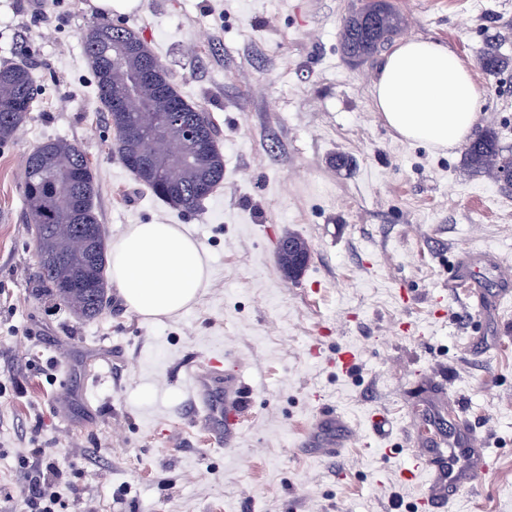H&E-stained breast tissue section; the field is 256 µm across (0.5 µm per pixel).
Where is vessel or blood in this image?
Wrapping results in <instances>:
<instances>
[{
	"label": "vessel or blood",
	"instance_id": "1",
	"mask_svg": "<svg viewBox=\"0 0 512 512\" xmlns=\"http://www.w3.org/2000/svg\"><path fill=\"white\" fill-rule=\"evenodd\" d=\"M461 283L471 290L473 307L480 312L498 311L503 301L512 300V264L490 253L471 249L456 266ZM187 378L194 395L193 428L216 446L230 445L246 408L249 387L242 375L224 371L221 363L207 358L191 366ZM457 442L447 445L436 439L430 447L409 449L408 477L425 479L419 512H439L463 489L473 486L490 472V453L473 436L466 418L454 414ZM350 428L335 409H324L311 418L303 433L302 447L330 460L340 456Z\"/></svg>",
	"mask_w": 512,
	"mask_h": 512
}]
</instances>
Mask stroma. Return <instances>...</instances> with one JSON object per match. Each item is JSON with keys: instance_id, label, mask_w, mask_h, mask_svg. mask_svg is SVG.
<instances>
[{"instance_id": "35a3bbf8", "label": "stroma", "mask_w": 512, "mask_h": 512, "mask_svg": "<svg viewBox=\"0 0 512 512\" xmlns=\"http://www.w3.org/2000/svg\"><path fill=\"white\" fill-rule=\"evenodd\" d=\"M90 2L0 0V64L25 61L37 90L0 145V512H22L34 448L65 474L54 512H414L406 450L414 434L453 438L445 396L493 461L450 512H512V304L482 319L454 280L471 246L512 261V190L469 169L463 148L384 123L371 94L384 53L355 64L340 45L361 0H148L109 17ZM393 2L401 38L443 42L474 66V131L512 147V70L477 67L495 39L512 57V0ZM108 19L140 34L219 132L224 179L196 211L157 199L111 148L81 39ZM50 139L94 168L107 242L132 224H180L198 242L209 277L190 310L146 322L112 286L102 315L81 321L33 295L22 183ZM288 232L311 247L295 280L276 250ZM221 355L250 388L230 448L188 421L186 367ZM324 407L356 431L332 461L298 446Z\"/></svg>"}]
</instances>
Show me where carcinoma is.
Segmentation results:
<instances>
[{
  "label": "carcinoma",
  "instance_id": "1",
  "mask_svg": "<svg viewBox=\"0 0 512 512\" xmlns=\"http://www.w3.org/2000/svg\"><path fill=\"white\" fill-rule=\"evenodd\" d=\"M402 24L400 11L390 0H364L350 15L341 30V47L355 61L366 59L391 43ZM88 65L97 83L98 100L108 112L110 123L121 130L116 137L120 158L146 154L156 164L169 165L167 176L157 168L143 167L133 176L159 199L189 209L204 197L201 190L216 188L224 178V158L217 142V130L208 116L185 101L176 89L168 69L159 65L154 81L137 86V74L156 62L151 49L131 27L99 22L82 33ZM481 69L494 75L512 64V59L491 42L478 59ZM35 75L23 61L0 66V142L17 134L33 107ZM172 106L182 112L185 125L199 127L200 140L185 136L183 128L173 125L163 136L147 139L142 129L156 114ZM182 144V157L172 161L169 144ZM467 166L475 172L502 182V174L512 169V149L500 145L497 133L489 128L470 142L464 151ZM79 180L80 200L63 188L69 177ZM97 184L85 153L67 140H50L28 155L23 196L28 223L36 233L37 271L35 290L53 297L77 318H98L107 303L106 242L93 208ZM304 256V261L290 263L278 256L282 271L297 278L310 260V249L303 238L288 233ZM66 280H76L82 289L61 288Z\"/></svg>",
  "mask_w": 512,
  "mask_h": 512
}]
</instances>
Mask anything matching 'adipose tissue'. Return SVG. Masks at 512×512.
Instances as JSON below:
<instances>
[{
  "label": "adipose tissue",
  "instance_id": "adipose-tissue-1",
  "mask_svg": "<svg viewBox=\"0 0 512 512\" xmlns=\"http://www.w3.org/2000/svg\"><path fill=\"white\" fill-rule=\"evenodd\" d=\"M372 96L400 138L452 150L472 133L480 92L472 69L448 44L412 37L386 55ZM109 275L127 307L152 321L192 307L208 265L180 225L132 224L110 247Z\"/></svg>",
  "mask_w": 512,
  "mask_h": 512
}]
</instances>
